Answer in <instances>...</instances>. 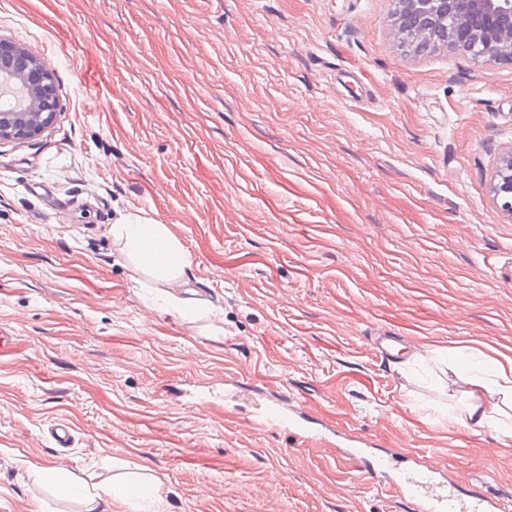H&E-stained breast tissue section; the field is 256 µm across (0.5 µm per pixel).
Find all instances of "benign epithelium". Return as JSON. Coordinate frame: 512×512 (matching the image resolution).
Returning <instances> with one entry per match:
<instances>
[{
    "mask_svg": "<svg viewBox=\"0 0 512 512\" xmlns=\"http://www.w3.org/2000/svg\"><path fill=\"white\" fill-rule=\"evenodd\" d=\"M394 36L418 53L445 48L477 63L512 65V0H396ZM0 72L22 91L21 103L0 112V144L39 139L56 121L60 98L54 72L25 46L0 40ZM493 198L512 220V146L502 149L491 180Z\"/></svg>",
    "mask_w": 512,
    "mask_h": 512,
    "instance_id": "7a95c632",
    "label": "benign epithelium"
}]
</instances>
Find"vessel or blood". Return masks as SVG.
Listing matches in <instances>:
<instances>
[{
	"label": "vessel or blood",
	"instance_id": "obj_1",
	"mask_svg": "<svg viewBox=\"0 0 512 512\" xmlns=\"http://www.w3.org/2000/svg\"><path fill=\"white\" fill-rule=\"evenodd\" d=\"M303 416L299 405L288 414L271 409L259 424L287 430L291 438L304 442L309 433L301 423ZM338 447L341 458L354 462L360 472L379 479L382 489L415 500L417 512H504V502L498 495L484 489L464 492L469 477L450 479L436 466L398 470L387 458L364 456L362 449L349 438L340 439Z\"/></svg>",
	"mask_w": 512,
	"mask_h": 512
}]
</instances>
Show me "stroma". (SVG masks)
I'll return each instance as SVG.
<instances>
[{
  "label": "stroma",
  "mask_w": 512,
  "mask_h": 512,
  "mask_svg": "<svg viewBox=\"0 0 512 512\" xmlns=\"http://www.w3.org/2000/svg\"><path fill=\"white\" fill-rule=\"evenodd\" d=\"M394 0H0V39L54 70L36 141L0 144V512H84L65 462L156 512H409L341 460L247 428L278 395L312 424L512 494V439L465 428L417 353L512 358V66L398 46ZM187 255L206 316L156 304L112 227ZM412 350L381 362L375 331ZM67 421L69 448L51 425ZM490 189L501 211L512 220V146L500 152ZM31 471L36 480L55 486L64 495L80 498L86 505L85 512H106L104 509L96 511L104 505L105 492L86 484L82 478L70 473L64 464L54 467L32 464ZM120 496L126 501L133 512H147L141 507L144 503H154L153 488L147 483L127 485L120 490Z\"/></svg>",
  "instance_id": "35a3bbf8"
}]
</instances>
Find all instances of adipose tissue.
<instances>
[{
  "label": "adipose tissue",
  "mask_w": 512,
  "mask_h": 512,
  "mask_svg": "<svg viewBox=\"0 0 512 512\" xmlns=\"http://www.w3.org/2000/svg\"><path fill=\"white\" fill-rule=\"evenodd\" d=\"M112 234L121 241L126 253L140 269L153 270L156 258L164 257L167 265L160 280L167 288L168 299H176L177 288L184 285L182 276L187 256L183 245L169 227L130 214L121 223L113 225ZM467 384L468 403L465 411L456 416V423L464 427H491L502 436L512 437V426L501 419L504 405L512 404V360L497 363L493 379L475 375L468 378ZM31 471L36 480L55 486L62 494L80 498L86 512H98L104 503L103 491L89 486L64 465H35Z\"/></svg>",
  "instance_id": "1"
}]
</instances>
